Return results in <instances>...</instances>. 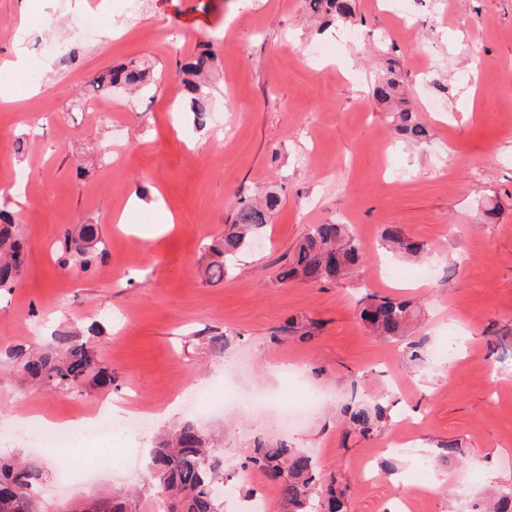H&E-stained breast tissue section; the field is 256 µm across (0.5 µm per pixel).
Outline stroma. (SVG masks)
I'll return each mask as SVG.
<instances>
[{"label": "stroma", "mask_w": 512, "mask_h": 512, "mask_svg": "<svg viewBox=\"0 0 512 512\" xmlns=\"http://www.w3.org/2000/svg\"><path fill=\"white\" fill-rule=\"evenodd\" d=\"M352 18L323 25L308 0H149L134 26L121 0H0V197L24 245L26 270L0 294V352L47 345L76 327L112 370V392L127 418H147L142 436L112 443L132 472L98 470L87 482L59 486L65 460L94 455L92 443L43 448L23 420L60 422L99 414L103 395L86 386L67 394L36 388L0 365V456L38 457L39 492L49 512L63 503L137 489L157 499L147 479L161 427L193 422L216 439L224 476L238 492L224 512H245L258 491L281 512L274 484L245 468L257 439H287L340 471L348 512H397L403 488L443 441L461 453L429 467L435 490L425 512H451L512 480V0H355ZM97 10L92 37L76 20ZM211 43L215 126L188 133L178 71ZM76 49V64L41 57L45 79L29 83L25 64L43 45ZM328 52L310 61V47ZM397 63L405 96L429 129L417 146L395 139L388 104L373 88L384 59ZM148 60L147 95L89 96L104 71ZM29 139L17 151L21 134ZM24 173L29 188L15 185ZM157 190V206L132 203L133 185ZM271 193L279 204L230 278L209 282L205 247L236 217L239 200ZM346 222L364 253L360 277L311 284L276 274L309 225ZM72 224L97 225L106 255L90 273L61 270L54 243ZM394 224L423 244L419 256L393 259L413 271L447 268L423 285L386 280L376 247ZM368 293L411 300L416 336L430 348L457 339V362H408L403 343L371 336L357 301ZM232 337L248 361L243 388L292 399H321L308 419L285 427L236 410L167 422L156 416L198 387L224 399V358L210 339ZM387 393L393 424H415L416 448L383 451L386 433L344 439L339 405L351 393ZM393 474L366 483L358 466Z\"/></svg>", "instance_id": "obj_1"}]
</instances>
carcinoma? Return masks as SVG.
Returning <instances> with one entry per match:
<instances>
[{"mask_svg":"<svg viewBox=\"0 0 512 512\" xmlns=\"http://www.w3.org/2000/svg\"><path fill=\"white\" fill-rule=\"evenodd\" d=\"M315 12H325L335 19L352 17L348 0H310ZM215 69V53L204 48L181 66L185 112L195 129L207 126L212 109L209 77ZM391 77L376 84L374 95L381 101L396 98L399 80L395 69L387 68ZM151 65L131 62L103 74L94 90L109 92L118 85L144 91L151 85ZM395 133L416 143L428 138L426 126L417 113L399 105L395 107ZM277 199L266 203L238 201L234 223L224 234L208 244V278L216 282L232 273L238 254L249 248L253 236L269 223ZM381 240L385 251L402 256H417L422 245L407 237L395 226H387ZM58 266L75 275L88 273L105 256L103 241L95 224H77L63 230L54 247ZM362 251L348 225L313 224L297 244L288 268L278 274L286 280L302 277L311 283L344 279L362 266ZM24 271V252L9 222L0 224V291L10 292ZM359 314L373 334L386 339L406 336L414 311L408 301L367 294L359 299ZM10 370L18 377L51 390L78 392L86 384L112 388V370L99 364L92 343L63 331L51 344L38 352L17 346L4 350ZM428 356L425 339L408 343V358L424 362ZM348 428L366 437L379 431L390 420L389 405L382 395L370 401L350 398L340 408ZM252 467L264 474L279 489L288 512H344L348 486L342 476L324 477L313 458L287 441L258 442L248 457ZM150 473L156 482V512H219L226 494V480L220 470L217 449L208 433L187 422L159 439L152 451ZM42 477L41 464L33 459L12 462L0 459V512H41L34 487ZM493 512H512V481L495 488ZM86 512H132L136 500L127 496L94 498L86 501Z\"/></svg>","mask_w":512,"mask_h":512,"instance_id":"carcinoma-1","label":"carcinoma"}]
</instances>
